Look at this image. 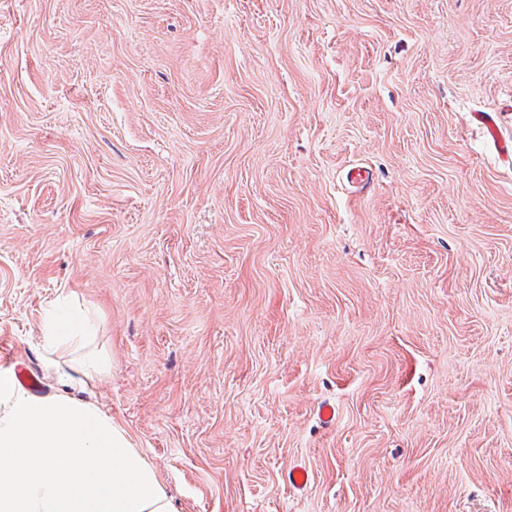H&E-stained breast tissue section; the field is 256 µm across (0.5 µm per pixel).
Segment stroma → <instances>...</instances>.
<instances>
[{"label":"stroma","mask_w":512,"mask_h":512,"mask_svg":"<svg viewBox=\"0 0 512 512\" xmlns=\"http://www.w3.org/2000/svg\"><path fill=\"white\" fill-rule=\"evenodd\" d=\"M477 111L512 137V0H0V364L54 391L67 290L176 512H512Z\"/></svg>","instance_id":"stroma-1"}]
</instances>
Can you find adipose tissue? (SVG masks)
<instances>
[{
  "label": "adipose tissue",
  "instance_id": "adipose-tissue-1",
  "mask_svg": "<svg viewBox=\"0 0 512 512\" xmlns=\"http://www.w3.org/2000/svg\"><path fill=\"white\" fill-rule=\"evenodd\" d=\"M90 328L64 294L42 319L45 367L59 392L31 395L0 370V512H174L128 433L84 397L105 369L75 356Z\"/></svg>",
  "mask_w": 512,
  "mask_h": 512
}]
</instances>
